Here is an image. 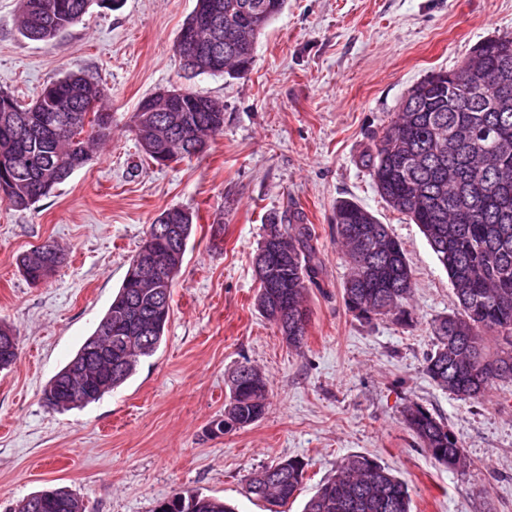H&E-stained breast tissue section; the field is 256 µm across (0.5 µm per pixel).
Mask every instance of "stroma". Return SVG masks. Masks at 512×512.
Wrapping results in <instances>:
<instances>
[{"label":"stroma","instance_id":"1","mask_svg":"<svg viewBox=\"0 0 512 512\" xmlns=\"http://www.w3.org/2000/svg\"><path fill=\"white\" fill-rule=\"evenodd\" d=\"M194 6H94L45 44L21 35L19 0H0V91L28 103L48 81L80 72L105 85L112 114L111 138L66 182L28 210L0 202V323L20 339L17 363L0 371V512L49 485L68 487L85 512H153L181 491L236 512H302L351 453L404 478L413 512H512V383L461 400L426 376L429 324L456 300L418 226L386 205L360 162L413 85L512 34V0H288L240 78L184 74L175 46ZM171 87L223 102L224 131L203 157L157 168L130 124L142 98ZM341 198L401 242L414 271L413 326L364 324L346 311L350 266L331 222ZM172 206L199 221L159 350L101 400L48 408L46 384L92 334L150 224ZM290 207L314 224L324 268L299 350L253 306L252 254L268 216ZM216 224L224 237L215 248ZM46 241L67 261L34 285L17 259ZM245 361L268 380L267 411L212 434ZM412 403L448 422L467 467L448 469L418 446L403 418ZM283 458L306 465L299 496L284 506L250 498L248 473Z\"/></svg>","mask_w":512,"mask_h":512}]
</instances>
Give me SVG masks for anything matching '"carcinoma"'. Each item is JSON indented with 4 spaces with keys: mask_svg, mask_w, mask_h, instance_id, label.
Returning <instances> with one entry per match:
<instances>
[{
    "mask_svg": "<svg viewBox=\"0 0 512 512\" xmlns=\"http://www.w3.org/2000/svg\"><path fill=\"white\" fill-rule=\"evenodd\" d=\"M19 29L30 40L49 42L78 22L98 3L116 8L119 0H57L60 8L47 12L50 0H20ZM221 6L224 28L225 73L249 71L253 57L239 62L230 56L228 42L254 44L279 15L287 0H211ZM481 64L493 78L508 68L512 80V36L487 38L477 44ZM443 72L416 83L401 102L395 120L385 127L373 148L361 158L382 200L418 225L435 259L448 275L456 309L431 321L434 350L424 372L440 389L464 400H478L496 384L512 383V95L507 107L495 85L441 93ZM107 90L98 81L69 73L47 83L37 100L21 104L0 92V157L15 165L0 173L11 180V191L0 195L16 210L30 208L83 168L89 146L112 134L89 126L79 140L63 129L83 124L82 108L92 102L102 107ZM132 131L147 162L162 167L192 159V139L183 138L179 124L167 112L165 99L152 94L140 101ZM178 117L193 126V139L210 141L224 129V104L194 90H185ZM199 216L172 206L150 225L140 248L151 246L158 257L172 256L170 269L158 277L143 269L136 252L118 293L93 333L43 391L46 405L55 410L85 406L100 400L130 379L141 359L159 349L170 320L173 281L182 266L186 246ZM336 243L348 258L351 273L343 284L345 309L356 320H390L400 326L414 322L411 300L414 273L404 249L388 225L360 203L347 198L333 209ZM173 224L179 236H156L154 228ZM273 239L287 255L275 277L288 295V317L277 315L279 301L268 289L257 287L255 306L274 323L288 346L302 348L312 312L307 291L319 285L322 264L314 244L315 228L304 212L293 210L267 219L265 241ZM66 261L57 245L39 254L20 255L18 266L32 284L46 280ZM16 332L0 325V369L18 357L11 342ZM268 382L256 366L245 363L231 375L224 420L233 430L263 418ZM407 429L435 461L450 470L467 466L460 438L445 421L419 404L404 411ZM305 477V465L285 458L253 470L247 490L258 500L283 505L296 497ZM178 512H234L223 500L199 494L175 493ZM407 482L389 467L362 453L347 455L334 474L305 503L303 512H411ZM14 512H84L82 502L64 487H50L17 504Z\"/></svg>",
    "mask_w": 512,
    "mask_h": 512,
    "instance_id": "cac0c4a2",
    "label": "carcinoma"
}]
</instances>
